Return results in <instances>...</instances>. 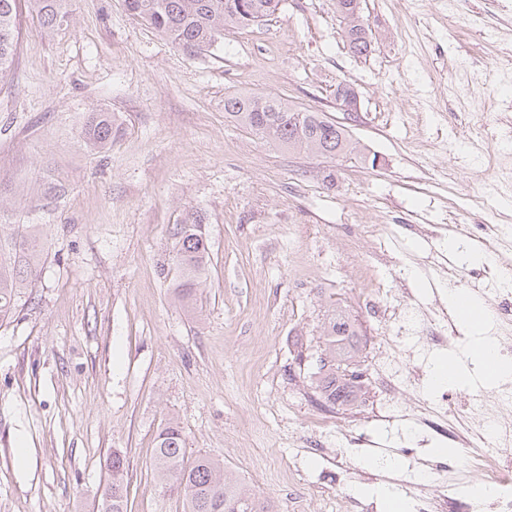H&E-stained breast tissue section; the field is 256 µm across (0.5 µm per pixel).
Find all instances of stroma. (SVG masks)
<instances>
[{
  "instance_id": "1",
  "label": "stroma",
  "mask_w": 512,
  "mask_h": 512,
  "mask_svg": "<svg viewBox=\"0 0 512 512\" xmlns=\"http://www.w3.org/2000/svg\"><path fill=\"white\" fill-rule=\"evenodd\" d=\"M66 8L48 29L19 0L0 77V224L41 225L48 245L29 301L0 323V512H101L116 448L128 512H184L153 477L172 418L188 458H223L279 512L292 498L336 512L340 495L387 512L412 475L397 447L433 463L456 451L383 417L378 340L406 306L447 304L466 251L512 256L482 228L487 204L512 219V80L487 72L512 55V0H361L360 58L333 0H281L195 55L124 0ZM341 83L358 115L337 108ZM237 92L324 113L362 153L276 145L225 117ZM95 112L120 127L102 151L82 137ZM190 213L210 257L192 312L174 296L173 231ZM340 306L367 377L362 403L338 414L313 402L297 358L319 353ZM340 422L372 445L337 446Z\"/></svg>"
}]
</instances>
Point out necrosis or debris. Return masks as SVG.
I'll return each instance as SVG.
<instances>
[{"instance_id":"necrosis-or-debris-1","label":"necrosis or debris","mask_w":512,"mask_h":512,"mask_svg":"<svg viewBox=\"0 0 512 512\" xmlns=\"http://www.w3.org/2000/svg\"><path fill=\"white\" fill-rule=\"evenodd\" d=\"M490 276L487 303L496 335L499 353L512 355V257L499 259ZM419 328L429 346L439 348L461 342L462 334L440 307H422L407 316ZM411 418L420 431L445 428L458 454L451 461L430 463L415 458L424 478L405 482L407 496L417 512H512V474L502 470L501 463L512 461V386L494 389L478 388L458 408L451 398L442 397L432 404H418ZM480 480L481 496L463 500L456 489L470 481Z\"/></svg>"}]
</instances>
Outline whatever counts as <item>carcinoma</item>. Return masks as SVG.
<instances>
[{
	"mask_svg": "<svg viewBox=\"0 0 512 512\" xmlns=\"http://www.w3.org/2000/svg\"><path fill=\"white\" fill-rule=\"evenodd\" d=\"M124 0L126 10L175 46L201 52L224 42V34L267 20L279 0ZM354 0H335L336 14L344 23L349 51L366 55L371 47L368 27L347 22ZM44 25L51 28L64 21L62 0H37ZM18 0H0V75L13 62L18 41ZM297 108L272 97L239 93L224 98V112L237 124L256 131L270 141L290 148L331 157L360 154L359 143L343 125L324 114L305 110L294 119ZM118 127L108 112L88 117L83 134L86 141L103 149L112 143ZM176 261L181 279L175 288L179 301L190 304L207 279V244L202 225L189 217L177 228ZM45 253V240L38 224H0V320L9 318L31 287ZM319 360L312 375L315 402L343 409L357 403L361 383L355 376L360 362V333L355 319L338 308L323 327ZM107 496L102 512H126V459L119 450L106 460ZM154 471L157 482L183 495L186 512H276L269 499L246 489L241 479L224 465V459L200 455L186 458L185 436L180 424L167 422L156 437Z\"/></svg>",
	"mask_w": 512,
	"mask_h": 512,
	"instance_id": "carcinoma-1",
	"label": "carcinoma"
}]
</instances>
